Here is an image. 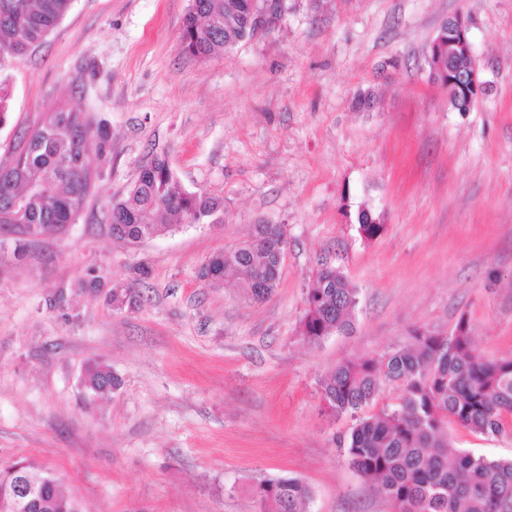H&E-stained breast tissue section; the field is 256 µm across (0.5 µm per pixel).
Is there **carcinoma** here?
<instances>
[{
  "label": "carcinoma",
  "mask_w": 512,
  "mask_h": 512,
  "mask_svg": "<svg viewBox=\"0 0 512 512\" xmlns=\"http://www.w3.org/2000/svg\"><path fill=\"white\" fill-rule=\"evenodd\" d=\"M181 32L183 51L208 60L231 52L254 36L248 26L252 6L260 0H196ZM72 0H0V56L27 55L61 22ZM466 67L448 57V27L434 39L429 74L448 85V66ZM97 140V157L105 158L109 133L92 127L81 112L51 111L34 125L11 163L0 166V230L29 236L63 231L76 220L89 193L92 166L88 140ZM224 215L220 198L183 189L167 161L156 155L140 167L138 177L108 205L112 235L137 243L183 224H202ZM362 237H377L382 224L368 207L357 214ZM288 245L283 227L255 224L248 240L214 255L201 277L212 284L232 274L257 300L276 287L281 258ZM112 309L137 306L133 286L112 289ZM356 289L341 271L318 269L307 288L300 332L311 344L351 326ZM119 378L99 362L87 365L85 391L99 397L116 390ZM400 392L399 402L376 413L386 386ZM322 398L335 415L356 423L337 439L349 466L392 503L395 512H512V458L487 459L466 450L448 451V425L484 436L512 435V357L488 358L478 352L472 328L458 319L450 334L418 330L405 347L378 356L347 360L324 377ZM0 468V512H13L15 486L40 487L35 512H81L79 501L46 482L47 474L21 461ZM309 487L297 477H277L260 484L258 512H302Z\"/></svg>",
  "instance_id": "obj_1"
}]
</instances>
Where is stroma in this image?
Listing matches in <instances>:
<instances>
[{"mask_svg":"<svg viewBox=\"0 0 512 512\" xmlns=\"http://www.w3.org/2000/svg\"><path fill=\"white\" fill-rule=\"evenodd\" d=\"M189 0H73L32 53L0 69L12 118L0 164L55 108L110 132L103 172L63 233L0 246V466L26 459L84 512H255L266 480L311 489L307 512H393L347 463L350 415L327 412L336 364L448 335L512 357V0H283L268 31L208 60L185 54ZM468 22L480 80L457 112L429 78L441 24ZM370 91L369 109L354 108ZM165 156L224 218L138 245L105 205ZM382 233L358 232L362 207ZM288 236L264 301L200 276L253 225ZM357 290L349 329L310 344L306 289L321 265ZM99 277L102 289L83 283ZM136 284L139 306L106 292ZM121 385L82 404L88 361ZM450 451L512 457V436L449 428Z\"/></svg>","mask_w":512,"mask_h":512,"instance_id":"obj_1","label":"stroma"}]
</instances>
